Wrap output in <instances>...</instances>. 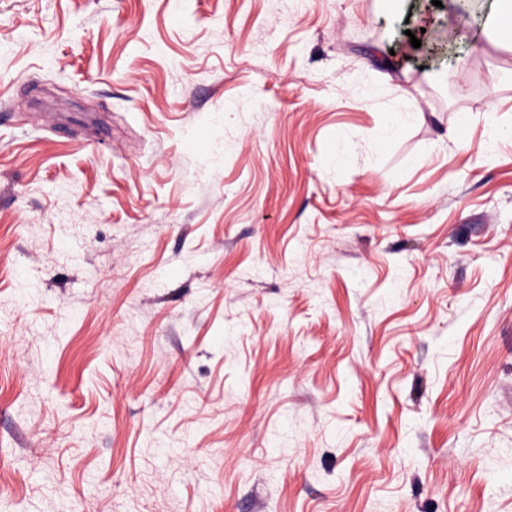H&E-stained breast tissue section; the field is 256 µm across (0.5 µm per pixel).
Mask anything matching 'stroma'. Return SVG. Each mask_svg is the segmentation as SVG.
Listing matches in <instances>:
<instances>
[{
	"label": "stroma",
	"mask_w": 512,
	"mask_h": 512,
	"mask_svg": "<svg viewBox=\"0 0 512 512\" xmlns=\"http://www.w3.org/2000/svg\"><path fill=\"white\" fill-rule=\"evenodd\" d=\"M428 13L0 0V512H512V51Z\"/></svg>",
	"instance_id": "obj_1"
}]
</instances>
